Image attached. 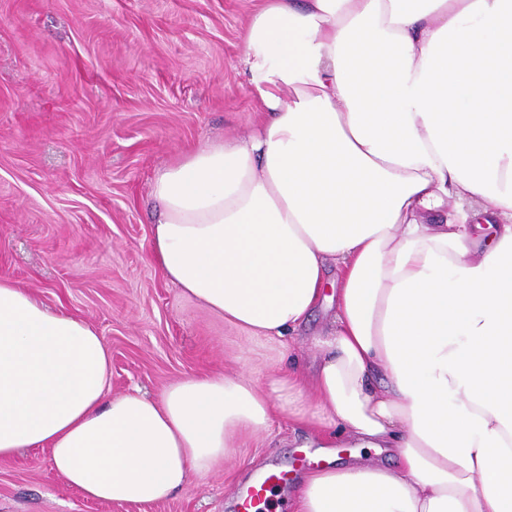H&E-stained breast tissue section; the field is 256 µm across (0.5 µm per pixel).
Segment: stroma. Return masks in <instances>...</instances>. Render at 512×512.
<instances>
[{
  "mask_svg": "<svg viewBox=\"0 0 512 512\" xmlns=\"http://www.w3.org/2000/svg\"><path fill=\"white\" fill-rule=\"evenodd\" d=\"M260 0H0V273L88 320L112 354L111 395L159 393L196 373L268 385L303 368L333 307L292 347L253 336L152 262L150 183L181 152L247 136L259 105L236 69ZM298 423L274 420L214 471L153 504L89 500L44 448L0 461V512H237L257 470L291 467Z\"/></svg>",
  "mask_w": 512,
  "mask_h": 512,
  "instance_id": "1",
  "label": "stroma"
}]
</instances>
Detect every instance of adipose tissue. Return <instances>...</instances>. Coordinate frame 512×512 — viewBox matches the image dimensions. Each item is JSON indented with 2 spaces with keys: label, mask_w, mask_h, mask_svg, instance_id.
I'll list each match as a JSON object with an SVG mask.
<instances>
[{
  "label": "adipose tissue",
  "mask_w": 512,
  "mask_h": 512,
  "mask_svg": "<svg viewBox=\"0 0 512 512\" xmlns=\"http://www.w3.org/2000/svg\"><path fill=\"white\" fill-rule=\"evenodd\" d=\"M242 41L263 118L157 171L151 255L265 338L334 288L314 374L113 397L96 328L0 274V460L45 448L86 498L157 503L281 414L324 458L293 512H512V0H264Z\"/></svg>",
  "instance_id": "adipose-tissue-1"
}]
</instances>
